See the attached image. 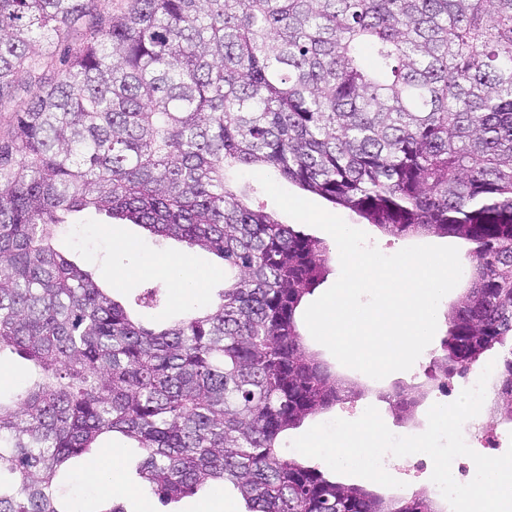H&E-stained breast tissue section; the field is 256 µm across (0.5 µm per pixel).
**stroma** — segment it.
<instances>
[{
    "mask_svg": "<svg viewBox=\"0 0 512 512\" xmlns=\"http://www.w3.org/2000/svg\"><path fill=\"white\" fill-rule=\"evenodd\" d=\"M342 217L352 227L364 230L369 245L388 252L421 245L440 244L437 236L427 238L394 237L382 233L373 225L367 224L345 209H338ZM60 249L68 254L81 267L92 272L94 278L104 287L113 291L115 299L126 306H133L134 297L147 287L157 286L164 290L165 299L161 306L151 310H140V317L150 323H165L181 317L194 306L214 296L224 286V269L215 256L202 252L192 255L191 261L198 276V290H179L160 271L163 259L183 255L182 245L172 239H158L147 230L134 224L109 225L105 218L95 212L78 214L68 228L58 238ZM468 286L467 280H460L456 288L441 301L437 318V337L423 351L410 370L392 373L381 380H365L357 370L341 365L329 350L316 342L311 335H304L307 351L323 362L337 378L357 386L361 395L354 402L336 406L307 418L302 428L289 430L282 438L283 444H290L300 436L302 429L330 421L334 418L358 419L367 406H374L387 427L398 436L417 435L427 427V412L435 404L437 390L427 387L426 372L439 352L441 336L446 331V316L451 306ZM421 392L422 397L414 411L407 415L396 413L386 402L385 396L396 388ZM406 460L402 457H389L386 470L400 480L397 488H389L370 483L369 488L386 499L408 497L418 493L431 499L437 512H450L448 502L436 496L430 474L419 476L405 469ZM127 512H245L243 501L232 491L221 495L200 494L187 497L178 503L164 504L134 476L131 469L122 472V489L118 491Z\"/></svg>",
    "mask_w": 512,
    "mask_h": 512,
    "instance_id": "35a3bbf8",
    "label": "stroma"
}]
</instances>
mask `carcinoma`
Masks as SVG:
<instances>
[{"label": "carcinoma", "mask_w": 512, "mask_h": 512, "mask_svg": "<svg viewBox=\"0 0 512 512\" xmlns=\"http://www.w3.org/2000/svg\"><path fill=\"white\" fill-rule=\"evenodd\" d=\"M95 2L0 0V107L19 75L37 85L0 137V355L26 363L24 390L0 392V512H124L61 492L116 437L164 503L230 488L247 512H434L282 454L285 432L360 391L297 322L328 246L251 208L228 173L471 244L429 381L498 346L512 422V0ZM80 21L83 45L57 55ZM86 209L217 255L218 298L137 321L55 246Z\"/></svg>", "instance_id": "cac0c4a2"}]
</instances>
